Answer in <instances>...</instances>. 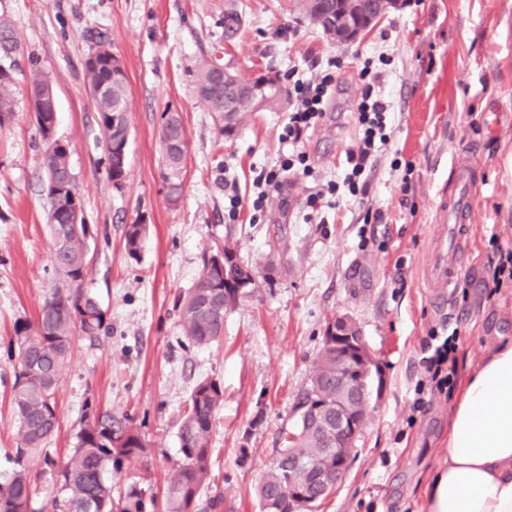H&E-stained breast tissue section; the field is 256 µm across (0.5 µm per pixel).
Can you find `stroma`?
I'll list each match as a JSON object with an SVG mask.
<instances>
[{
	"mask_svg": "<svg viewBox=\"0 0 512 512\" xmlns=\"http://www.w3.org/2000/svg\"><path fill=\"white\" fill-rule=\"evenodd\" d=\"M20 40L14 117L0 129V485L19 442L11 399L14 325L34 320L56 281L50 261L44 144L27 99L31 61L49 73L57 96L55 135L70 164L93 236L84 286L107 330L76 337L57 392L58 426L44 456L28 460L37 506L49 505L57 462L74 448L87 412L122 419L145 454L112 476L120 496L137 479L164 501L179 460L178 430L196 382L224 388L214 421L211 481L201 500L217 512H261L255 489L294 422V408L322 347L329 320L351 317L381 372L368 420L345 479L314 512H425L424 490L448 453V414L460 395L412 409L431 331L457 337V378L465 380L499 337L512 336V281L496 294L492 264L512 254V0H406L358 41H333L296 0H0ZM105 41L124 64L131 100L128 175L115 189L84 61ZM220 52L242 77L273 71L283 89L336 61L337 87L325 117L300 151L312 175L286 174L263 213H254L260 171L278 168L292 107L283 96L233 137L192 92L196 60ZM388 58L383 92L388 142L368 164L370 190L306 198L342 182L345 155L360 137L355 106L364 63ZM181 114L188 139L184 189L170 204L161 178L159 131L166 110ZM471 171L474 222L464 239L440 218L455 170ZM242 203L229 219L226 190ZM146 220L138 258L125 250L126 225ZM238 248L254 284L224 318L207 348L181 333L180 293L205 258ZM464 244L467 268L438 296L434 265Z\"/></svg>",
	"mask_w": 512,
	"mask_h": 512,
	"instance_id": "obj_1",
	"label": "stroma"
}]
</instances>
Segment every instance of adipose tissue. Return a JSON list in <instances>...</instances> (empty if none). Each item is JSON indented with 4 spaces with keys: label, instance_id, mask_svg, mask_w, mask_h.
<instances>
[{
    "label": "adipose tissue",
    "instance_id": "ef3b65f1",
    "mask_svg": "<svg viewBox=\"0 0 512 512\" xmlns=\"http://www.w3.org/2000/svg\"><path fill=\"white\" fill-rule=\"evenodd\" d=\"M425 495L426 512H512V337L466 378Z\"/></svg>",
    "mask_w": 512,
    "mask_h": 512
}]
</instances>
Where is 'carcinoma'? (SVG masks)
<instances>
[{
	"mask_svg": "<svg viewBox=\"0 0 512 512\" xmlns=\"http://www.w3.org/2000/svg\"><path fill=\"white\" fill-rule=\"evenodd\" d=\"M19 39L9 17L0 15V129L14 116V66ZM218 62L213 57L197 61L193 73V92L211 112L224 105V91L213 83ZM90 89L106 85L104 94L94 99L98 125L108 144L119 134L112 127V113L131 111L126 74L112 76V62H84ZM52 85L37 63H32L27 88L38 91ZM162 169L169 173L168 199L179 201L183 191L188 141L182 118L165 120L161 126ZM45 172L65 180L72 173L70 147H58L44 153ZM52 237L51 264L62 282L50 288L34 322H19L11 340L10 352L17 354L12 405L21 441L15 451V463L7 482L0 486V512H36L33 489L26 460L54 434L58 413L55 393L64 361L70 354L76 335L93 337L102 329L103 317L98 301L82 288L88 275L86 261L87 224L69 223L66 211L49 208ZM148 224L141 221L125 227V249L138 258ZM239 297L224 298V275L213 260L207 259L193 287L178 299L183 336L194 346L206 347L224 335V316ZM336 357L321 349L309 383L296 407L311 395L324 402L336 401ZM224 399L222 386L202 379L194 386L179 426L180 459L174 466L166 491V512H192L201 489L210 476L211 437L214 418ZM145 442L122 421L110 414L86 416L77 433V442L65 464L58 470L54 512H151L153 497L138 482L127 485L118 500L112 498V473H119L125 462L141 455ZM296 448L303 457L318 464L334 458L318 432H309L302 424L285 431L282 448L274 464L263 476L256 495L266 512H292L284 492L288 449Z\"/></svg>",
	"mask_w": 512,
	"mask_h": 512,
	"instance_id": "obj_1",
	"label": "carcinoma"
}]
</instances>
